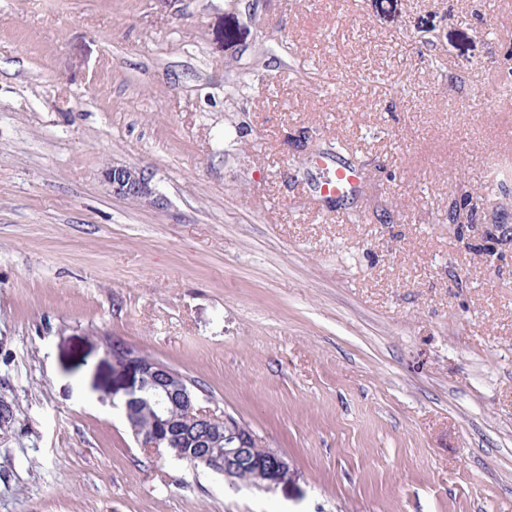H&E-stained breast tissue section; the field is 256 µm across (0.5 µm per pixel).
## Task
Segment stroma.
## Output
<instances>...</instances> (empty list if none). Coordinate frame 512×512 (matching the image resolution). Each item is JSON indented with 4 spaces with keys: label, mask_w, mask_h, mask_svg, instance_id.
Masks as SVG:
<instances>
[{
    "label": "stroma",
    "mask_w": 512,
    "mask_h": 512,
    "mask_svg": "<svg viewBox=\"0 0 512 512\" xmlns=\"http://www.w3.org/2000/svg\"><path fill=\"white\" fill-rule=\"evenodd\" d=\"M507 64L512 0H0V512H512ZM108 339L287 483L144 453ZM102 173L104 180L112 188L113 196L128 201H149L157 206L163 204V198L156 194L151 185V176L144 170L112 164ZM361 179L360 173L354 168H337L335 179L319 182L317 189L319 191L324 190L326 193L344 194L348 191H353Z\"/></svg>",
    "instance_id": "stroma-1"
}]
</instances>
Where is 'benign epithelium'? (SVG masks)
<instances>
[{
  "instance_id": "1",
  "label": "benign epithelium",
  "mask_w": 512,
  "mask_h": 512,
  "mask_svg": "<svg viewBox=\"0 0 512 512\" xmlns=\"http://www.w3.org/2000/svg\"><path fill=\"white\" fill-rule=\"evenodd\" d=\"M103 177L116 197L157 206L163 203L151 185V176L142 169L114 164L103 170ZM105 350L134 375L124 415L138 447L151 452L165 443H179L190 449L187 460L224 476L231 484L239 481L246 469L252 471V484L258 488L271 491L288 480V459L269 447L263 456H256L255 449L264 445L262 438L230 415L201 406L200 395L188 387L180 372L128 346L115 349L107 341ZM146 390L151 392L156 421L151 429L134 424V412L144 403Z\"/></svg>"
}]
</instances>
